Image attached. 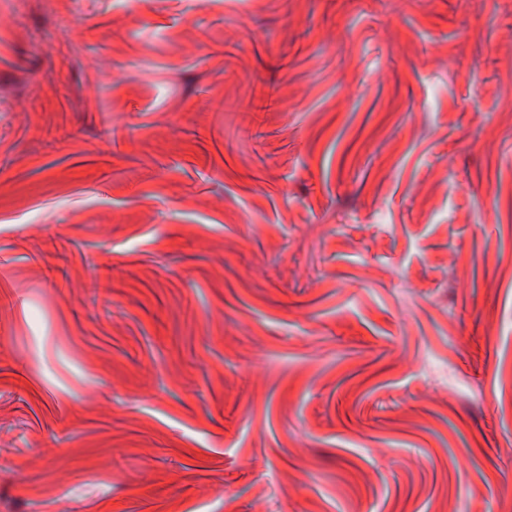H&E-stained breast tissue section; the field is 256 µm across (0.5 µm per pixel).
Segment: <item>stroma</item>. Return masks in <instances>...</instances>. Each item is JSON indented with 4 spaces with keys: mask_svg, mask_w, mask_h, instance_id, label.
Instances as JSON below:
<instances>
[{
    "mask_svg": "<svg viewBox=\"0 0 512 512\" xmlns=\"http://www.w3.org/2000/svg\"><path fill=\"white\" fill-rule=\"evenodd\" d=\"M512 0H0V512H506Z\"/></svg>",
    "mask_w": 512,
    "mask_h": 512,
    "instance_id": "stroma-1",
    "label": "stroma"
}]
</instances>
